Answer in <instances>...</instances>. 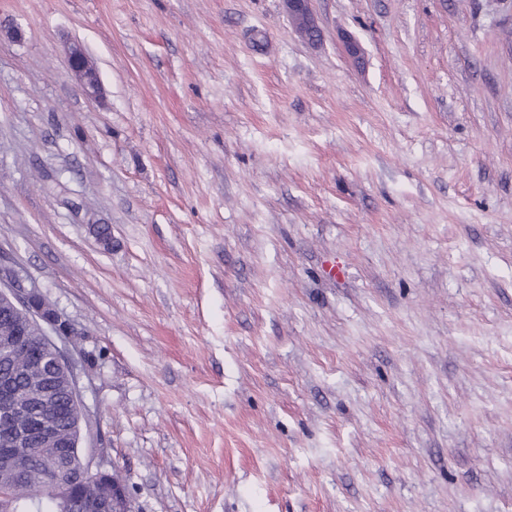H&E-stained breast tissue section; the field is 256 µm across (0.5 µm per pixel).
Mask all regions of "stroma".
<instances>
[{"instance_id": "stroma-1", "label": "stroma", "mask_w": 512, "mask_h": 512, "mask_svg": "<svg viewBox=\"0 0 512 512\" xmlns=\"http://www.w3.org/2000/svg\"><path fill=\"white\" fill-rule=\"evenodd\" d=\"M311 9L0 0V263L136 512H512V5ZM310 0H284L291 23L302 40L308 42V32L317 31L319 40L321 31L310 8ZM67 67L78 79L83 92L91 97L100 94L98 75L87 54L80 47H72L67 54Z\"/></svg>"}]
</instances>
